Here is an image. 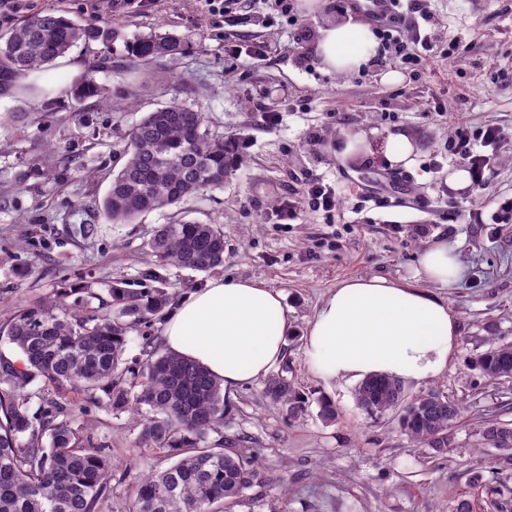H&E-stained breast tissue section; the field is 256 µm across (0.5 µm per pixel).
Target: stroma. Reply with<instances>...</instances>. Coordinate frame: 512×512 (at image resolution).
Masks as SVG:
<instances>
[{
	"label": "stroma",
	"instance_id": "stroma-1",
	"mask_svg": "<svg viewBox=\"0 0 512 512\" xmlns=\"http://www.w3.org/2000/svg\"><path fill=\"white\" fill-rule=\"evenodd\" d=\"M67 17L102 20L127 34L170 31L187 38L184 54L157 58L146 70L112 57L107 105L76 104L59 90L76 79L93 54L77 46L48 72L0 81V327L17 309L57 289L91 284L87 309H97L112 284L150 287L147 242L156 225L177 219L219 225L224 264L207 273L172 265L160 272L179 296L224 277L253 279L281 291L290 311L285 356L307 399L297 417L272 403L263 382L241 388L224 418V434L246 438L259 466L290 479L286 512H448L471 494L472 483L512 493V467L490 470L483 424H512V378L491 380L471 365L490 339L512 343V223L493 214L512 203V0H423L429 19L405 42L426 34L433 50L414 74L386 83L385 64L350 75L322 73L313 37L342 19L333 8L298 11L297 25L268 0H237L231 12L211 15L204 0H139L93 10L89 0H28L0 17V31L46 8ZM305 31L296 41L297 31ZM464 47L449 52L448 41ZM260 44L264 56L251 58ZM56 98L47 110V98ZM194 105L209 131L234 139L239 165L223 188L154 211L130 224H113L100 203L125 161L129 128L171 101ZM495 125L504 134L485 186L458 188L448 177L462 169L449 155L457 128L475 134ZM378 130L408 134L410 165L380 152L352 161L342 155L345 134ZM51 167L52 182L30 176ZM336 187L333 214L302 204L294 221L277 218L281 202L300 199L307 181ZM90 226L81 234L80 226ZM448 240L463 265L462 280L438 288L460 323L447 370L405 397L436 390L459 404L462 417L447 453L411 441L390 411L371 416L356 403V383H325L304 357V336L323 296L339 283L382 276L428 288L418 256ZM28 276H18L21 267ZM336 407L335 421L319 415L318 398ZM84 443L104 449L113 464L112 494L101 512H128L141 462L155 470L170 458L138 444L140 418L112 417L85 396L68 395Z\"/></svg>",
	"mask_w": 512,
	"mask_h": 512
}]
</instances>
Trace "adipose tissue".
<instances>
[{
  "mask_svg": "<svg viewBox=\"0 0 512 512\" xmlns=\"http://www.w3.org/2000/svg\"><path fill=\"white\" fill-rule=\"evenodd\" d=\"M377 42L368 25L347 19L321 28L315 52L328 73L348 74L371 62ZM418 273L447 287L462 268L447 241L424 249ZM281 292L251 279L209 281L165 319L167 349L206 367L232 403L237 389L263 378L281 360L290 332ZM459 322L446 299L384 277L340 283L310 321L304 356L327 383L385 375L406 384L442 374L455 352Z\"/></svg>",
  "mask_w": 512,
  "mask_h": 512,
  "instance_id": "adipose-tissue-1",
  "label": "adipose tissue"
}]
</instances>
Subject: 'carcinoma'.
Segmentation results:
<instances>
[{"mask_svg":"<svg viewBox=\"0 0 512 512\" xmlns=\"http://www.w3.org/2000/svg\"><path fill=\"white\" fill-rule=\"evenodd\" d=\"M98 45L83 74L61 88L79 103L103 104L109 88L99 74L112 70L121 52L130 66L180 55L188 48L176 33L128 37L111 24L75 21L48 8L0 33V73L51 69L76 45ZM127 159L102 202L113 224L170 208L187 197L219 188L238 166L236 141L213 135L203 113L173 102L147 113L128 134ZM147 247L161 266L209 272L224 264V234L215 224L179 220L155 227ZM158 286L131 291L118 284L99 310L85 314L68 299L89 289L62 288L21 307L4 328L22 355L21 364L0 357V512H100L112 492V466L103 449L81 443V426L56 395L70 391L95 400L113 416L146 407L139 445L176 461L163 471L142 465L128 512H233L249 495L272 482L246 450V440L224 438V388L200 364L149 339L129 366L124 354L137 326L162 321L175 293L151 270ZM489 378L512 377V344H490L475 360ZM281 372L268 378L264 394L288 417L304 410L305 398ZM39 383L35 389L33 383ZM401 386L383 376L364 379L357 391L368 414L397 410L400 432L442 452L458 422L456 404L438 393L400 405ZM43 404L29 411L33 399ZM217 435L213 441L211 435ZM482 438L491 448L512 450V425L488 424Z\"/></svg>","mask_w":512,"mask_h":512,"instance_id":"1","label":"carcinoma"}]
</instances>
